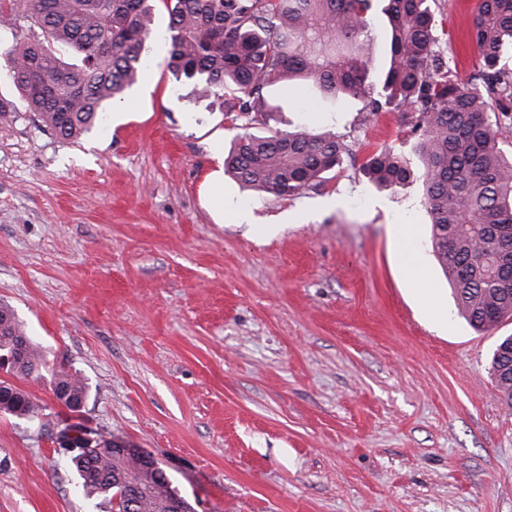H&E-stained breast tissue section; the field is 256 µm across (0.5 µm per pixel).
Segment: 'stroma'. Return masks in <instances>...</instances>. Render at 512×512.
I'll use <instances>...</instances> for the list:
<instances>
[{"label":"stroma","mask_w":512,"mask_h":512,"mask_svg":"<svg viewBox=\"0 0 512 512\" xmlns=\"http://www.w3.org/2000/svg\"><path fill=\"white\" fill-rule=\"evenodd\" d=\"M428 4L470 82L478 0ZM167 25L158 0L141 81L76 141L0 118V305L87 382L85 423L150 455L195 512H512V408L490 373L512 319L459 316L419 185L365 168L410 153L412 115L282 99L268 129H331L350 153L299 195L250 190L211 150L235 113L172 80ZM0 512L111 507L41 420L0 413ZM398 229V244L404 265L411 271H416L419 259L412 247V231L408 224H400Z\"/></svg>","instance_id":"stroma-1"}]
</instances>
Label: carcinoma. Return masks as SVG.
I'll list each match as a JSON object with an SVG mask.
<instances>
[{"label":"carcinoma","instance_id":"carcinoma-1","mask_svg":"<svg viewBox=\"0 0 512 512\" xmlns=\"http://www.w3.org/2000/svg\"><path fill=\"white\" fill-rule=\"evenodd\" d=\"M156 0H9L8 25L37 33L0 53V72L26 109L63 140L78 139L108 104L138 83L149 62ZM167 69L192 82L200 98L222 101L248 124L282 111L270 88L303 85L318 103L348 96L366 112L401 109L415 117L419 140L411 160L392 147L366 163L371 180L395 189L422 182L431 216V243L456 307L477 332L512 317V283L503 267L512 255V161L498 133L512 125V0H480L470 39L482 65L466 86L448 77L449 63L432 35L427 0H169ZM391 28L389 68L371 80L368 42L376 7ZM349 153L327 129L244 132L224 157V169L249 188L292 197L320 185ZM8 371L52 372L61 403L81 412L87 386L49 365L13 312L0 306V355ZM490 370L500 398L512 406V336L501 339ZM39 405L6 384L0 412L33 417ZM53 443L84 493L112 512H193L147 455L121 440L67 422Z\"/></svg>","mask_w":512,"mask_h":512}]
</instances>
